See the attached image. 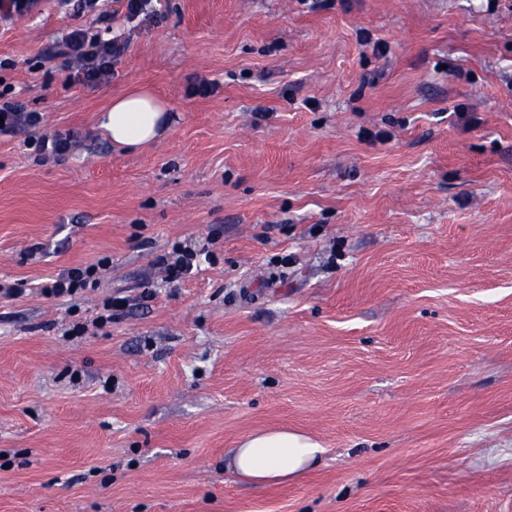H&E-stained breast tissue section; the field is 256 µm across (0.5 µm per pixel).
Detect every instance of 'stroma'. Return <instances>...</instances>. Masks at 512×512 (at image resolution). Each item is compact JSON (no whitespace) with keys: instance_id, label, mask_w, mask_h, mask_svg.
Returning <instances> with one entry per match:
<instances>
[{"instance_id":"1","label":"stroma","mask_w":512,"mask_h":512,"mask_svg":"<svg viewBox=\"0 0 512 512\" xmlns=\"http://www.w3.org/2000/svg\"><path fill=\"white\" fill-rule=\"evenodd\" d=\"M99 12L105 76L55 56L94 15L0 20V88L44 117L0 136V512H512V0ZM138 86L174 122L128 152L96 124ZM280 427L318 465L225 470ZM72 138L73 136L71 135L64 137L62 135H41L38 138L37 145L44 154L60 158L71 151ZM156 263L163 267L165 280L169 284H179L187 277H190L194 268L191 258H187L186 256L171 263H169L165 257L160 256L157 257ZM93 267L86 269L73 268L59 274L50 286L42 289L43 293L55 297L74 296L80 291L88 288L89 284L93 285L95 280ZM309 437L288 429L247 436L224 458V468L254 485L288 482L313 468L323 448Z\"/></svg>"}]
</instances>
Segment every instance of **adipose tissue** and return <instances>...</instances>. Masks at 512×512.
I'll use <instances>...</instances> for the list:
<instances>
[{
    "label": "adipose tissue",
    "mask_w": 512,
    "mask_h": 512,
    "mask_svg": "<svg viewBox=\"0 0 512 512\" xmlns=\"http://www.w3.org/2000/svg\"><path fill=\"white\" fill-rule=\"evenodd\" d=\"M170 123L166 103L148 89L135 88L113 99L99 127L113 145L136 150L163 137ZM322 453L303 434L273 429L247 436L230 451L224 467L254 485L279 484L313 468Z\"/></svg>",
    "instance_id": "1"
}]
</instances>
